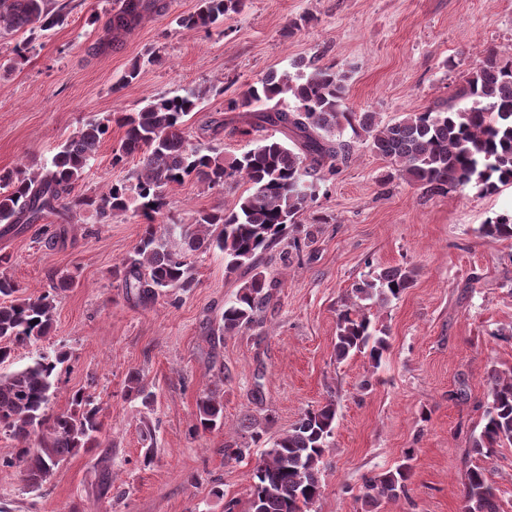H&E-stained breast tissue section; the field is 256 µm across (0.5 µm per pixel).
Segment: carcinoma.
I'll return each mask as SVG.
<instances>
[{
    "instance_id": "obj_1",
    "label": "carcinoma",
    "mask_w": 512,
    "mask_h": 512,
    "mask_svg": "<svg viewBox=\"0 0 512 512\" xmlns=\"http://www.w3.org/2000/svg\"><path fill=\"white\" fill-rule=\"evenodd\" d=\"M245 0H199L196 12L183 16L179 26L187 31L210 30L224 16L238 13ZM158 0H116L106 26L125 29L145 13L161 10ZM64 8L50 0H0V32L48 31L66 19ZM349 76L336 65H320L306 75L269 73L248 85L227 102V110L253 113L255 125L291 131L297 150L271 135L228 162L212 141L192 140L188 116L212 91L196 86L182 94L161 96L116 119L124 135L112 151V165L138 162L111 184L98 199L74 194L109 125L100 119L85 121L52 159L51 166L0 171V224H36L49 215L63 221L88 207L103 223L129 210L139 201L143 232L134 256L122 263L121 287L144 304L176 290L193 287L192 257L217 249L224 254L228 275L245 276L233 301L224 305L222 330L236 333L259 322L272 295L261 271L264 256L289 233L298 230L300 217L315 198V181L333 175L347 162L354 138L377 156L391 162L398 177L429 195H446L472 185L493 193L512 183V59L488 51L465 76L454 98L433 107L410 112L384 123L374 112H350L344 107ZM186 179L222 191L241 180L249 192L230 209L201 211L193 224H162L166 192ZM479 233L512 241V215L498 216L481 225ZM414 283V272L403 266L381 269L356 283L337 319L336 361L368 352L378 366L388 348L387 336L378 334L365 312L367 301L386 303L399 298ZM75 279L62 276L37 296L19 297V285L0 276V366L12 359L18 347L48 335L55 309L54 291L71 288ZM38 323H33V320ZM67 353H38L24 367L0 372V431L18 442L15 456L0 461L17 467L28 486L40 489L62 460L99 446L103 424L99 409L78 390L72 409L48 412L56 389L57 366ZM489 393L482 409V428L471 451L489 458L496 450L512 446V370L488 373ZM126 396L147 404L151 394L140 377L128 379ZM224 425L220 390L204 394L197 403L194 432ZM336 427V407L331 401L303 411L286 432L267 442L251 473L248 512H311L322 493L323 459ZM250 442L225 445L224 453L240 457L250 445L264 443L266 428L252 419L238 425ZM39 435L38 446H30ZM410 467L367 478L363 497L376 504L408 492ZM463 512H500L496 488L486 469L478 464L464 476Z\"/></svg>"
}]
</instances>
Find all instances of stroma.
I'll return each instance as SVG.
<instances>
[{
	"instance_id": "stroma-1",
	"label": "stroma",
	"mask_w": 512,
	"mask_h": 512,
	"mask_svg": "<svg viewBox=\"0 0 512 512\" xmlns=\"http://www.w3.org/2000/svg\"><path fill=\"white\" fill-rule=\"evenodd\" d=\"M63 25L0 35V170L50 166L60 144L93 117L132 112L162 95L212 86L192 114L198 136L223 122L226 156L253 147L243 120L226 102L264 74L298 65L333 64L349 75L347 107L383 121L448 100L488 50L512 53V0H245L211 32L183 30L178 20L197 0H163L130 29L107 33L113 0H68ZM129 84L118 79L130 68ZM122 128L109 131L76 187L98 197L124 168L112 151ZM392 165L356 143L336 176L317 184L301 217L314 238L302 254L282 242L264 271L272 300L259 324L226 334L225 303L239 289L219 251L194 259L195 286L148 307L126 296L115 277L143 225L135 210L98 223L94 209L69 224L49 217L18 232H0V254L21 296L47 291L64 274L74 287L56 294L50 333L16 349L18 369L39 350L60 348L51 412L70 409L84 391L106 431L99 448L67 458L32 490L19 470L0 464V512H247L250 474L260 448L235 460L225 440L243 418L273 416L269 436L288 431L306 408L336 405V429L324 457L323 491L312 512H462L467 464L479 463L512 512V447L489 458L469 455L481 429L491 369H512V242L479 227L512 212V185L431 196L393 176ZM238 182L218 192L189 179L171 187L163 220L194 223L198 212L232 206ZM64 230L66 241L49 245ZM403 265L415 283L369 314L386 331L380 366L368 355L337 361V311L371 272ZM139 374L150 406L125 395ZM470 400H451L459 381ZM223 385V429L196 433L197 402ZM411 467L405 496L366 503V477Z\"/></svg>"
}]
</instances>
